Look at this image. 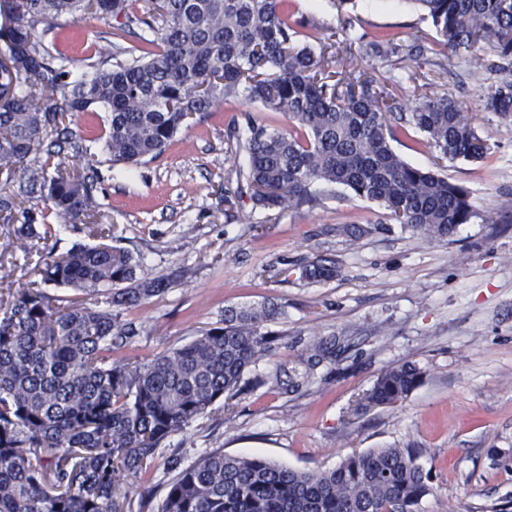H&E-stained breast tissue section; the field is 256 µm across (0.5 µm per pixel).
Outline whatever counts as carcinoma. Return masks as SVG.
Returning <instances> with one entry per match:
<instances>
[{"instance_id": "1", "label": "carcinoma", "mask_w": 512, "mask_h": 512, "mask_svg": "<svg viewBox=\"0 0 512 512\" xmlns=\"http://www.w3.org/2000/svg\"><path fill=\"white\" fill-rule=\"evenodd\" d=\"M132 0H0V176L13 181L28 158L57 156L52 147L72 131L66 117L100 107L109 113L103 149L112 162L138 165L163 153L189 119L228 96L242 95L288 118L289 129L252 119L245 138L228 137L248 154L244 180L255 209L274 211L317 200L314 186L339 184L382 206L398 224L445 240L475 211L469 192L434 171L403 160L392 148L398 133L424 134L437 166L485 161L487 140L471 125L463 102L424 96L390 124L398 109L383 82L334 69L342 40L326 34L320 52L294 27L290 0H150L137 15ZM452 50L484 48L486 69L506 73L484 109L512 118V0H411ZM86 13L123 19L153 38L125 63L71 78L60 45L36 36ZM366 54L399 53L392 39L360 45ZM42 208L18 195L0 196V215L13 222L16 247L39 278L13 295L0 313V512H126L129 487L149 473L174 433L218 403L255 386L245 375L268 352L276 333L265 324L279 307L229 306L220 325L146 363L112 361V347L136 335L123 311L164 295L167 277H140L127 252L100 242L63 255L41 251L48 218L81 223L110 237L99 218L98 176L90 163L54 164L32 178ZM302 282L336 277L323 259L292 268ZM66 287L102 295L93 308L50 295ZM328 349L307 350L306 375ZM413 363L385 369L358 410L395 405L419 385ZM418 448H373L346 456L332 470L303 472L261 457L209 451L167 484L157 512H416L431 487Z\"/></svg>"}]
</instances>
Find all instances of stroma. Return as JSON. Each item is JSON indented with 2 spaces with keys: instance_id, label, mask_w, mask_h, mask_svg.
I'll return each instance as SVG.
<instances>
[{
  "instance_id": "obj_1",
  "label": "stroma",
  "mask_w": 512,
  "mask_h": 512,
  "mask_svg": "<svg viewBox=\"0 0 512 512\" xmlns=\"http://www.w3.org/2000/svg\"><path fill=\"white\" fill-rule=\"evenodd\" d=\"M291 11L314 39L340 26L368 41L397 39L404 47L398 56H370L358 66L389 80L403 108L421 93L466 103L493 155L451 162L445 173L469 188L476 215L448 240L433 241L337 185L313 207L253 211L239 177L247 157L228 141L227 128L248 117L277 128L287 120L241 96L198 115L161 156L133 169L96 154L112 247L139 256L141 275L176 279L163 297L125 312L139 334L114 348L113 360L150 361L215 326L230 305L271 299L282 308L272 325L280 338L256 371L279 375L283 388L257 387L235 398L232 412L169 438L149 485L165 489L170 457L187 464L206 450L323 470L371 448H417L433 487L417 512H512V119L493 121L484 110L502 75L480 66L483 49L456 52L438 43L408 0H357L346 11L333 0H292ZM114 25L90 15L71 24L74 75L93 74L99 52L137 45L140 27L119 40ZM414 45L427 60L418 91L406 80ZM349 224L365 234L351 240L343 232ZM12 230L0 221V292L35 277L8 248ZM318 258L334 261L339 275L300 285L261 272ZM315 338L335 340L336 350L304 382L302 360ZM404 362L424 371L421 385L397 405L357 411L378 375Z\"/></svg>"
}]
</instances>
